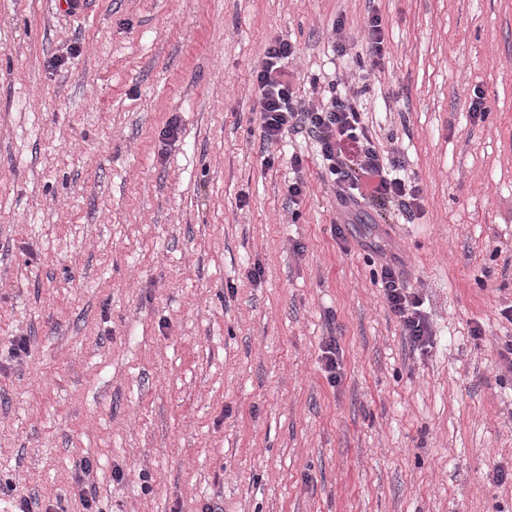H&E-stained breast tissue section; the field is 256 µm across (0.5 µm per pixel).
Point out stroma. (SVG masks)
<instances>
[{"mask_svg": "<svg viewBox=\"0 0 512 512\" xmlns=\"http://www.w3.org/2000/svg\"><path fill=\"white\" fill-rule=\"evenodd\" d=\"M280 39L302 101L366 84L421 211L366 206L336 237L310 141H262ZM393 255L426 348L375 282ZM509 305L512 0H0V512H80L86 462L101 512H512ZM371 68L378 67L386 53V33L382 18L378 14L368 17L363 34ZM339 345L335 338H330L321 349L322 370L330 383L336 384L340 380V362L338 359Z\"/></svg>", "mask_w": 512, "mask_h": 512, "instance_id": "35a3bbf8", "label": "stroma"}]
</instances>
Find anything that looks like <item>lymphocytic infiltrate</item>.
<instances>
[{"label": "lymphocytic infiltrate", "mask_w": 512, "mask_h": 512, "mask_svg": "<svg viewBox=\"0 0 512 512\" xmlns=\"http://www.w3.org/2000/svg\"><path fill=\"white\" fill-rule=\"evenodd\" d=\"M295 54L291 42H274L256 72L263 141L275 143L290 131L307 133L317 146L344 215L371 203L381 207L395 204L408 212L421 210L422 190L406 177L404 159L384 158L364 120L363 89L343 90L332 83L318 103H302L295 91L298 75L288 66ZM379 286L412 346H428L432 330L423 298L407 285L395 263H382Z\"/></svg>", "instance_id": "1"}]
</instances>
